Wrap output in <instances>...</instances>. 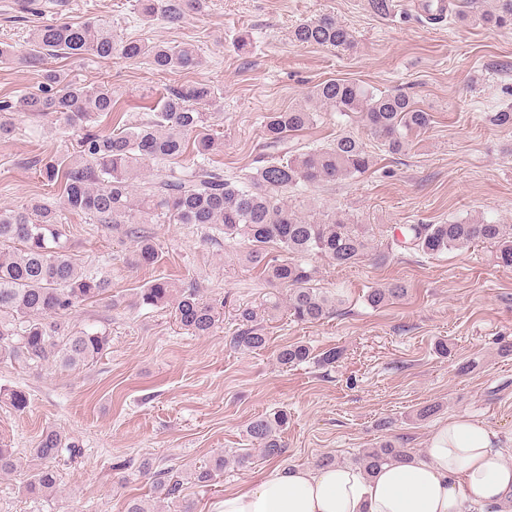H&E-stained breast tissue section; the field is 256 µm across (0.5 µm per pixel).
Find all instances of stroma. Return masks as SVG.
<instances>
[{
  "mask_svg": "<svg viewBox=\"0 0 512 512\" xmlns=\"http://www.w3.org/2000/svg\"><path fill=\"white\" fill-rule=\"evenodd\" d=\"M448 2V18L434 23L413 0H401L383 17L371 12L368 0H209L204 12L171 27L140 21L133 0H26L20 8L0 6V47L14 53L0 62V100H17L40 85V69L17 61L33 29L102 16L127 38L193 44L202 64L162 74L144 60L86 55L50 58L47 66L72 82L110 85L131 123L150 119L170 89L209 83L216 95L211 159L226 175L242 180L252 173L268 113L302 103L323 81L352 80L407 94L433 122L393 155L358 118L322 111L303 142L324 143L347 130L366 140L377 163L356 178L305 188L293 205L313 201L390 231L468 218L512 225V129L486 118L512 106V27L477 22L489 0ZM323 14L349 29L350 49L290 41L299 21ZM241 35L248 39L242 48ZM14 123L11 137L0 140V210L34 198L58 200L57 187L42 181L36 162L73 154L76 133L20 113ZM65 224L75 263L105 267L118 301L114 307L105 300L85 303L68 320L106 329L110 342L75 369L0 362V388L29 397L22 412L0 402V444L16 462L0 476V512H121L129 497L142 500L148 512H174L156 498L149 471L176 465L190 472L249 447L248 424L277 410L288 414L287 467L314 465L324 454L347 465L388 437L420 455L440 423L459 416L485 425L512 461V268L498 265L489 246L434 258L396 247L350 268L316 261V287L341 298L336 313L315 324L295 322L283 309L271 313L262 322L268 346L247 352L229 344L239 326L236 311L263 308L274 288L243 261V242L196 224L155 223L148 230L159 258L135 268V243L125 227L71 213ZM158 277L223 300L217 329L195 336L170 309L134 305L137 288ZM391 283L402 285L405 296L371 307L368 291ZM440 340L447 353L436 350ZM293 343L307 345L312 361L279 366L277 350ZM331 348L340 350V359L318 365L317 356ZM432 402L440 412L418 420L417 411ZM49 427L72 437L81 451L59 462V491L38 504L25 486L31 450ZM270 465L253 451L246 467L228 464L214 486L189 483L184 494L196 512H212L225 491L256 481Z\"/></svg>",
  "mask_w": 512,
  "mask_h": 512,
  "instance_id": "stroma-1",
  "label": "stroma"
}]
</instances>
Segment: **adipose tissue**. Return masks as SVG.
<instances>
[{"label":"adipose tissue","instance_id":"ef3b65f1","mask_svg":"<svg viewBox=\"0 0 512 512\" xmlns=\"http://www.w3.org/2000/svg\"><path fill=\"white\" fill-rule=\"evenodd\" d=\"M474 504L512 512V462L485 426L456 417L437 428L425 457L369 476L355 465H275L225 492L214 512H468Z\"/></svg>","mask_w":512,"mask_h":512}]
</instances>
